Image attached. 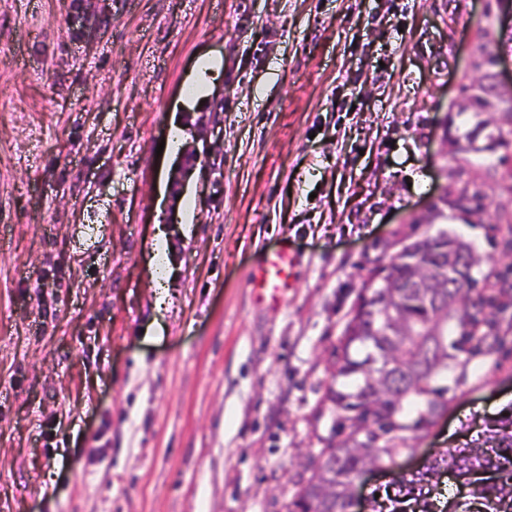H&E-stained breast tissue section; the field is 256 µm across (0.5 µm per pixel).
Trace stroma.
I'll return each instance as SVG.
<instances>
[{
    "instance_id": "1",
    "label": "stroma",
    "mask_w": 512,
    "mask_h": 512,
    "mask_svg": "<svg viewBox=\"0 0 512 512\" xmlns=\"http://www.w3.org/2000/svg\"><path fill=\"white\" fill-rule=\"evenodd\" d=\"M485 50L512 97V0H0V512H290L399 243L448 232L479 291L512 286V122L469 105ZM473 131L502 139L456 152ZM278 252L292 285L255 303ZM432 384L420 456L484 444L512 335Z\"/></svg>"
}]
</instances>
